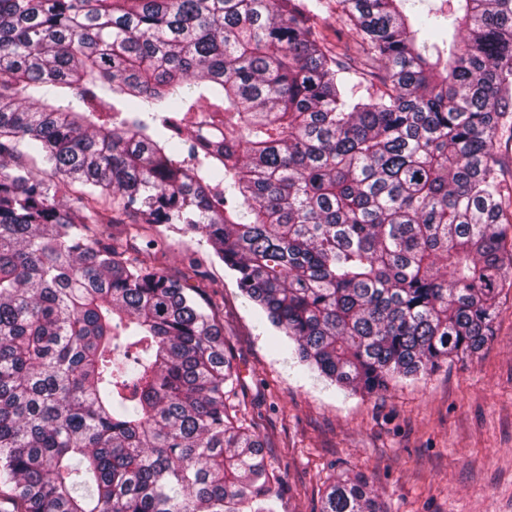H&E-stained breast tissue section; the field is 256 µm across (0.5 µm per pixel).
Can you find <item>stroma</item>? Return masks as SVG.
<instances>
[{
  "label": "stroma",
  "instance_id": "stroma-1",
  "mask_svg": "<svg viewBox=\"0 0 512 512\" xmlns=\"http://www.w3.org/2000/svg\"><path fill=\"white\" fill-rule=\"evenodd\" d=\"M154 232L172 276L210 250L175 224ZM207 276L224 297L241 413L280 477V512H317L336 470L370 475L391 512H512V287L479 354L361 396L306 371L223 264Z\"/></svg>",
  "mask_w": 512,
  "mask_h": 512
}]
</instances>
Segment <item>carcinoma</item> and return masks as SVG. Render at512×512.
I'll use <instances>...</instances> for the list:
<instances>
[{"instance_id": "obj_1", "label": "carcinoma", "mask_w": 512, "mask_h": 512, "mask_svg": "<svg viewBox=\"0 0 512 512\" xmlns=\"http://www.w3.org/2000/svg\"><path fill=\"white\" fill-rule=\"evenodd\" d=\"M0 0V485L12 512H279L218 260L307 371L479 353L512 251V0ZM80 182L91 190L79 195ZM132 217L124 239L106 204ZM212 254L171 278L143 225ZM319 512H388L340 472ZM323 6L318 11L319 25L330 46H336L337 35L341 36L342 41L348 39V24L342 17L341 8L336 0H321Z\"/></svg>"}]
</instances>
